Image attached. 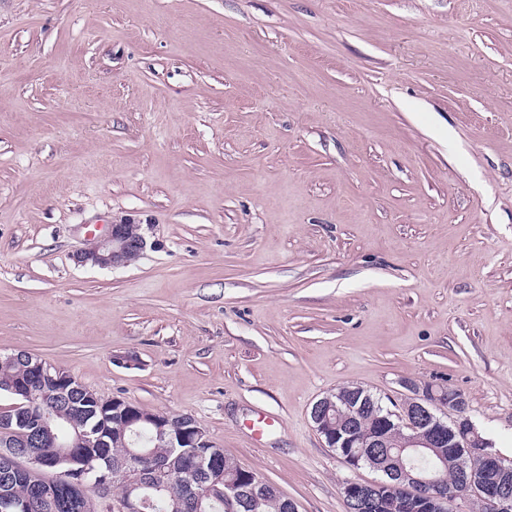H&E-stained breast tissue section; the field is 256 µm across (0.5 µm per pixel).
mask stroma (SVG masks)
<instances>
[{
	"label": "stroma",
	"mask_w": 512,
	"mask_h": 512,
	"mask_svg": "<svg viewBox=\"0 0 512 512\" xmlns=\"http://www.w3.org/2000/svg\"><path fill=\"white\" fill-rule=\"evenodd\" d=\"M130 266L78 265L107 224ZM194 418L297 512L313 404L460 390L512 464V0H0V354ZM126 228H133L137 235L131 237ZM148 247L142 224L129 221L109 224L106 234L93 246L80 250L75 260L101 269L125 267L135 262Z\"/></svg>",
	"instance_id": "obj_1"
}]
</instances>
